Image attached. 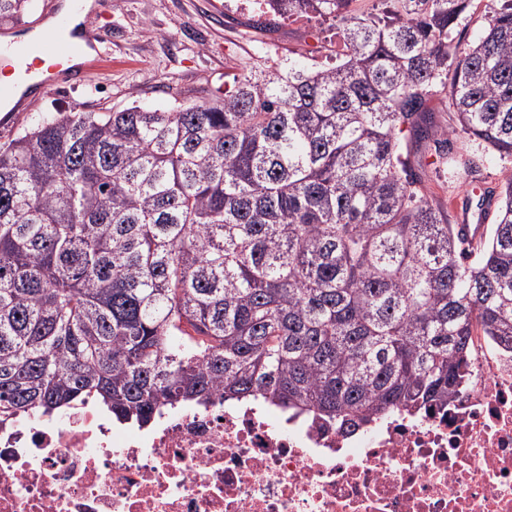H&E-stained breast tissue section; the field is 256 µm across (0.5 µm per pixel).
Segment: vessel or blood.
I'll return each instance as SVG.
<instances>
[{
    "mask_svg": "<svg viewBox=\"0 0 512 512\" xmlns=\"http://www.w3.org/2000/svg\"><path fill=\"white\" fill-rule=\"evenodd\" d=\"M70 16L54 11L52 0H47L37 18L0 32V63L15 59L19 81H31L35 66L47 65L50 73L38 82H32L33 91L50 94L59 88L65 78L84 81L89 72L99 65L107 51L102 43L86 39L70 27ZM475 208L462 212L457 232L462 240L473 243L483 237L484 211L489 204L484 189H475Z\"/></svg>",
    "mask_w": 512,
    "mask_h": 512,
    "instance_id": "obj_1",
    "label": "vessel or blood"
}]
</instances>
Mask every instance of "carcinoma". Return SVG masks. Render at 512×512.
I'll list each match as a JSON object with an SVG mask.
<instances>
[{
    "label": "carcinoma",
    "mask_w": 512,
    "mask_h": 512,
    "mask_svg": "<svg viewBox=\"0 0 512 512\" xmlns=\"http://www.w3.org/2000/svg\"><path fill=\"white\" fill-rule=\"evenodd\" d=\"M270 2L335 18L339 62L0 145V418L91 396L144 426L220 392L354 431L452 398L477 332L512 341V177L473 256L403 158L451 150L436 88L512 157V0L466 46L471 0ZM428 108L434 125L438 129L448 130L456 127L455 113L448 108V98L445 93H434L428 101Z\"/></svg>",
    "instance_id": "cac0c4a2"
}]
</instances>
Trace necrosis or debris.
<instances>
[{
  "instance_id": "4bbe7bcc",
  "label": "necrosis or debris",
  "mask_w": 512,
  "mask_h": 512,
  "mask_svg": "<svg viewBox=\"0 0 512 512\" xmlns=\"http://www.w3.org/2000/svg\"><path fill=\"white\" fill-rule=\"evenodd\" d=\"M0 512H512V343L475 337L442 408L349 434L260 404L0 423Z\"/></svg>"
}]
</instances>
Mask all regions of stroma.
Segmentation results:
<instances>
[{
	"label": "stroma",
	"instance_id": "obj_1",
	"mask_svg": "<svg viewBox=\"0 0 512 512\" xmlns=\"http://www.w3.org/2000/svg\"><path fill=\"white\" fill-rule=\"evenodd\" d=\"M258 18L226 0H112L105 13L86 17L88 28L105 39L106 65L80 86L36 98L26 111L6 115L0 120V143L44 112H103L174 101L191 105L223 96L258 65L286 59L308 67L335 63L339 37L332 19L315 13L282 18L262 31L254 26ZM410 162L428 194L450 209L477 184L498 194L512 174V158H500L461 132L452 154L427 141L414 144Z\"/></svg>",
	"mask_w": 512,
	"mask_h": 512
}]
</instances>
